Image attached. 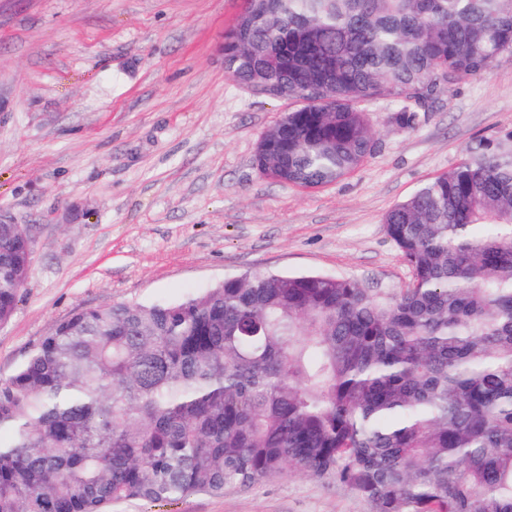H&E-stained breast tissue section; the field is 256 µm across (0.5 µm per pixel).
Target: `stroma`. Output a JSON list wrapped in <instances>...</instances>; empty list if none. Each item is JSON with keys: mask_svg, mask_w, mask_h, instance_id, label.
Segmentation results:
<instances>
[{"mask_svg": "<svg viewBox=\"0 0 512 512\" xmlns=\"http://www.w3.org/2000/svg\"><path fill=\"white\" fill-rule=\"evenodd\" d=\"M242 0H0V214L28 228L0 378L76 309L181 300L248 270L395 290L412 279L383 219L476 140L512 128V52L419 113L369 107L374 151L314 189L257 168L288 102L224 69ZM172 512H373L329 479L286 475Z\"/></svg>", "mask_w": 512, "mask_h": 512, "instance_id": "35a3bbf8", "label": "stroma"}]
</instances>
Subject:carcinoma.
<instances>
[{"label":"carcinoma","mask_w":512,"mask_h":512,"mask_svg":"<svg viewBox=\"0 0 512 512\" xmlns=\"http://www.w3.org/2000/svg\"><path fill=\"white\" fill-rule=\"evenodd\" d=\"M512 50V0H243L224 68L300 102L266 177L334 182L374 148L364 104L412 129ZM412 271L387 293L247 271L176 302L78 309L0 379V512L173 505L283 475L374 512H512V128L384 218ZM30 237L0 224V324Z\"/></svg>","instance_id":"cac0c4a2"}]
</instances>
